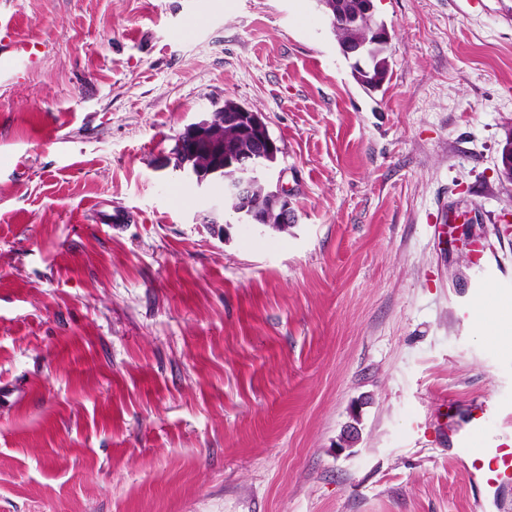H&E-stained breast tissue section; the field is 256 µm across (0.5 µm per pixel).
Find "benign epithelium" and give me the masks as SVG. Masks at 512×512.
Instances as JSON below:
<instances>
[{"label":"benign epithelium","mask_w":512,"mask_h":512,"mask_svg":"<svg viewBox=\"0 0 512 512\" xmlns=\"http://www.w3.org/2000/svg\"><path fill=\"white\" fill-rule=\"evenodd\" d=\"M229 128L235 135H224ZM177 168L200 188L224 183V198L239 203L235 223L257 224L283 233L297 222L292 192L274 178L270 161L279 147L269 134L264 115L245 108L227 115L210 112L176 136ZM500 175L512 182V135L501 149Z\"/></svg>","instance_id":"benign-epithelium-1"}]
</instances>
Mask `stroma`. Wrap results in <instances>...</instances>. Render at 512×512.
Segmentation results:
<instances>
[{
  "instance_id": "stroma-1",
  "label": "stroma",
  "mask_w": 512,
  "mask_h": 512,
  "mask_svg": "<svg viewBox=\"0 0 512 512\" xmlns=\"http://www.w3.org/2000/svg\"><path fill=\"white\" fill-rule=\"evenodd\" d=\"M374 4L367 92L316 0H0V512H512L448 436L512 438V0ZM228 98L288 232L176 168ZM15 54L7 58H0V76L11 75L19 67L33 66L38 54L32 51V46L24 43H13Z\"/></svg>"
}]
</instances>
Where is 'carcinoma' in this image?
<instances>
[{
  "mask_svg": "<svg viewBox=\"0 0 512 512\" xmlns=\"http://www.w3.org/2000/svg\"><path fill=\"white\" fill-rule=\"evenodd\" d=\"M343 0H329L323 6L338 43L350 41L365 42L362 60H352L350 63L352 75L356 82L366 90H374L382 85L389 72V44L374 40L371 27L367 23L345 24L335 11L341 10Z\"/></svg>",
  "mask_w": 512,
  "mask_h": 512,
  "instance_id": "1",
  "label": "carcinoma"
}]
</instances>
